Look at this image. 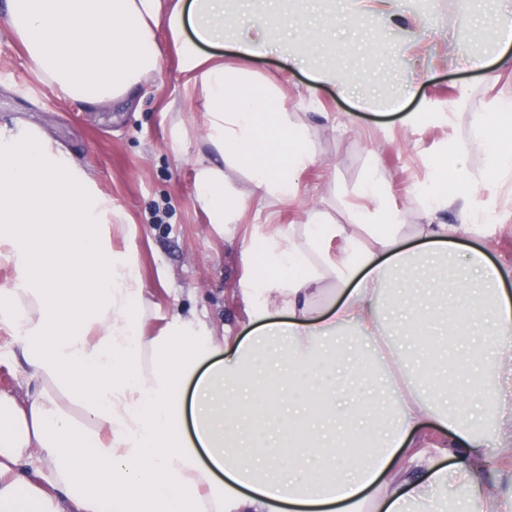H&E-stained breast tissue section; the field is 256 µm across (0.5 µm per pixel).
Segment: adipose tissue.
Listing matches in <instances>:
<instances>
[{"label": "adipose tissue", "mask_w": 512, "mask_h": 512, "mask_svg": "<svg viewBox=\"0 0 512 512\" xmlns=\"http://www.w3.org/2000/svg\"><path fill=\"white\" fill-rule=\"evenodd\" d=\"M228 0H5L0 27L61 104L132 105L161 71L159 27L197 99L202 147L196 199L216 228L241 209L226 167L246 170L251 198L281 200L315 161L280 90L228 68L271 43L315 39L275 8L234 24ZM479 146L489 172L512 178V102L474 113L471 136L431 159L425 244L401 248V216L369 173L365 205L338 224L315 215L300 236L249 244L245 289L259 335L230 340L197 314L173 313L158 335L136 262L135 232L95 173L36 127L0 125V347L26 366L28 389L0 392V512H409L453 482L454 512H512V297L505 268L472 249L448 275L446 321L422 267L454 260L484 234L467 166ZM459 221L439 219L446 210ZM124 240L112 245L113 234ZM335 242V254L326 245ZM423 289L412 305L379 299L386 280ZM288 314L273 321L270 308ZM365 339L367 353L345 344ZM81 417H74L73 409ZM449 431L451 471L412 452L424 421ZM410 451L407 466L394 458Z\"/></svg>", "instance_id": "obj_1"}]
</instances>
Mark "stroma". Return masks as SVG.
Segmentation results:
<instances>
[{
  "label": "stroma",
  "mask_w": 512,
  "mask_h": 512,
  "mask_svg": "<svg viewBox=\"0 0 512 512\" xmlns=\"http://www.w3.org/2000/svg\"><path fill=\"white\" fill-rule=\"evenodd\" d=\"M280 11L318 31L305 68L292 67L274 48L242 59L228 46L224 58L250 71L252 80L284 91L286 111L308 127L316 162L300 173L289 199L275 202L273 221L250 203L223 232L196 201L188 154L173 149L174 127L191 129L195 106L167 109L181 81L172 53H165L151 91L118 112L109 105H60L24 55L0 41V122L32 124L57 140L96 172L127 223L137 227L146 335H156L177 311L204 315L230 337L253 335L242 288L246 248L255 235L300 230L316 211L345 221L347 209L361 204L360 188L373 167L386 202L405 223H420L432 152L468 137L472 113L512 100V66L498 67L492 84L483 69L501 50L495 22L512 16V0H282ZM331 13L344 17L343 28L326 26ZM319 73H356L362 80L353 95L341 97L334 87L316 86ZM392 99L399 110L389 108ZM408 112H445L450 119L411 130L402 122ZM468 167L482 177L476 209L497 214L488 236L472 244L497 266L511 267L512 189L485 174L480 151L469 154Z\"/></svg>",
  "instance_id": "1"
}]
</instances>
